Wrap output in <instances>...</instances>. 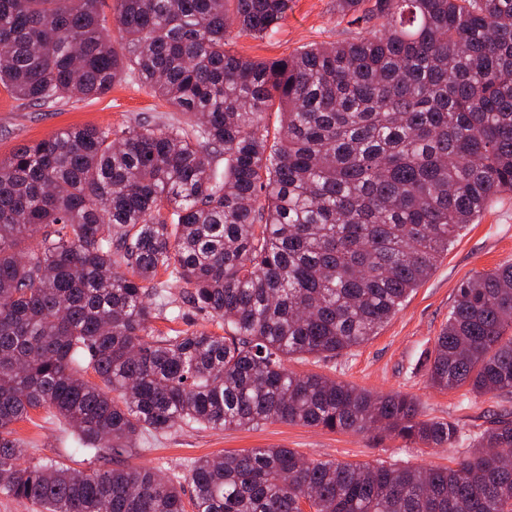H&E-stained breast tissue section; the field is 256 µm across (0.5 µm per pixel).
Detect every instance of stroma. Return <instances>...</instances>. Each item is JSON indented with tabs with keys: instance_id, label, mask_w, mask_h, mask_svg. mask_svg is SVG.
<instances>
[{
	"instance_id": "35a3bbf8",
	"label": "stroma",
	"mask_w": 512,
	"mask_h": 512,
	"mask_svg": "<svg viewBox=\"0 0 512 512\" xmlns=\"http://www.w3.org/2000/svg\"><path fill=\"white\" fill-rule=\"evenodd\" d=\"M362 31L351 16L336 11V0H291L288 18L270 37L232 33L231 47L258 61L287 56L303 47L349 40ZM161 98L139 82L115 84L105 95L89 100H62L41 108L0 88V159L17 147L84 125L120 129L140 122L167 124L180 120ZM512 264V195L493 202L481 218L463 231L440 257L431 276L416 288L400 310L366 343L336 357L296 356L289 370L318 373L377 394L401 392L416 398L424 415L456 421L466 435L453 448L411 445L381 435L334 432L319 427L268 423L256 428L212 430L179 426L149 435L140 450L125 456L132 467L151 466L162 475L183 477L185 495L193 489L185 476L190 464L203 456L227 451L281 446L306 458L350 464H399L448 467L471 446L470 437L493 426L500 414L512 411V394L475 396L468 387L440 390L427 379V368L439 334L448 322L457 287L478 272ZM27 444L25 460L45 464L61 460L88 469L85 454L67 438L62 425L44 410L32 411L16 424Z\"/></svg>"
}]
</instances>
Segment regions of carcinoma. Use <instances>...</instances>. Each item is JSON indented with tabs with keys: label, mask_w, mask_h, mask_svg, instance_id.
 <instances>
[{
	"label": "carcinoma",
	"mask_w": 512,
	"mask_h": 512,
	"mask_svg": "<svg viewBox=\"0 0 512 512\" xmlns=\"http://www.w3.org/2000/svg\"><path fill=\"white\" fill-rule=\"evenodd\" d=\"M0 0V86L40 106L135 75L185 125H85L0 160V494L39 512H185L151 467L23 465L43 409L96 463L176 426L282 421L454 447L458 424L295 356L377 335L490 202L512 194V0H336L351 41L243 58L289 0ZM280 114L270 137L267 115ZM224 169H218L219 160ZM166 279H158L159 274ZM223 322L161 332L183 312ZM93 372L99 382L85 378ZM431 385L512 393V264L457 288ZM451 468L199 458L193 512H512V421Z\"/></svg>",
	"instance_id": "cac0c4a2"
}]
</instances>
